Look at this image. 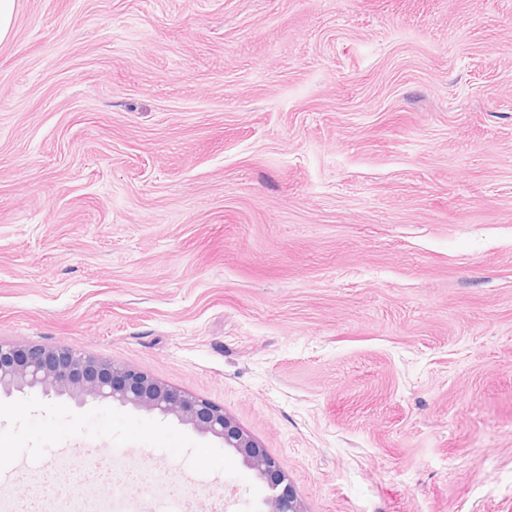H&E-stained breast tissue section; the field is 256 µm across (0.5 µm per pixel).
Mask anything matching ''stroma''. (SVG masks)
I'll return each instance as SVG.
<instances>
[{
  "label": "stroma",
  "mask_w": 512,
  "mask_h": 512,
  "mask_svg": "<svg viewBox=\"0 0 512 512\" xmlns=\"http://www.w3.org/2000/svg\"><path fill=\"white\" fill-rule=\"evenodd\" d=\"M0 340L222 406L306 512H512V0H16ZM0 505L89 450L258 512L172 417L0 396ZM99 512H158L136 485Z\"/></svg>",
  "instance_id": "obj_1"
}]
</instances>
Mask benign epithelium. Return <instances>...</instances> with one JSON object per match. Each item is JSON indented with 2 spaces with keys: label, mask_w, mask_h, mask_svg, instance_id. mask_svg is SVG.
<instances>
[{
  "label": "benign epithelium",
  "mask_w": 512,
  "mask_h": 512,
  "mask_svg": "<svg viewBox=\"0 0 512 512\" xmlns=\"http://www.w3.org/2000/svg\"><path fill=\"white\" fill-rule=\"evenodd\" d=\"M25 388L66 395L77 403L107 401L174 417L202 434L221 439L264 479L271 494L263 512H304L279 463L240 428L224 408L161 384L140 370L64 347L0 341V393Z\"/></svg>",
  "instance_id": "7a95c632"
}]
</instances>
